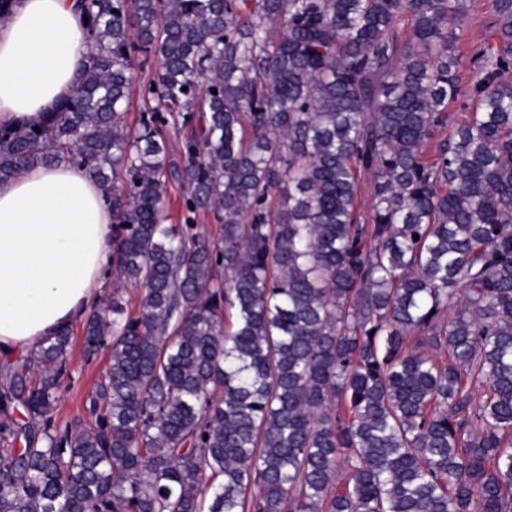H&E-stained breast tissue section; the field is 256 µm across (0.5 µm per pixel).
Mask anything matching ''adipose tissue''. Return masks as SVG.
I'll return each instance as SVG.
<instances>
[{
  "instance_id": "1",
  "label": "adipose tissue",
  "mask_w": 512,
  "mask_h": 512,
  "mask_svg": "<svg viewBox=\"0 0 512 512\" xmlns=\"http://www.w3.org/2000/svg\"><path fill=\"white\" fill-rule=\"evenodd\" d=\"M79 0H17L0 17V124L44 123L89 51ZM112 205L82 167L24 168L0 181V360L34 353L76 321L112 265Z\"/></svg>"
}]
</instances>
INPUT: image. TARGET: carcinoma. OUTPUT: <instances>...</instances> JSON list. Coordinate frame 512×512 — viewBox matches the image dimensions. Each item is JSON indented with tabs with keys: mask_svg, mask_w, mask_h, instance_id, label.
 <instances>
[{
	"mask_svg": "<svg viewBox=\"0 0 512 512\" xmlns=\"http://www.w3.org/2000/svg\"><path fill=\"white\" fill-rule=\"evenodd\" d=\"M494 2L476 106L428 158L465 0H81L77 84L40 131L0 126V180L83 166L138 311L114 288L84 321L109 350L94 426L53 430L67 327L0 386V512H512V0ZM139 57L157 70L131 128Z\"/></svg>",
	"mask_w": 512,
	"mask_h": 512,
	"instance_id": "carcinoma-1",
	"label": "carcinoma"
}]
</instances>
